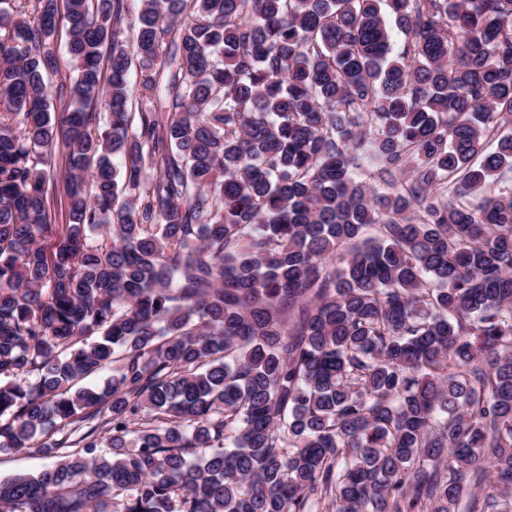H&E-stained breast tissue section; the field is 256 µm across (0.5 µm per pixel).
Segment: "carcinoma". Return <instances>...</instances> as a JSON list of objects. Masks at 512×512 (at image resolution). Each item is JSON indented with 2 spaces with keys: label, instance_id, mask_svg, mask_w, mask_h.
<instances>
[{
  "label": "carcinoma",
  "instance_id": "cac0c4a2",
  "mask_svg": "<svg viewBox=\"0 0 512 512\" xmlns=\"http://www.w3.org/2000/svg\"><path fill=\"white\" fill-rule=\"evenodd\" d=\"M135 8L0 0V512H512V0ZM55 184L53 187V191L51 186L48 190L49 195V207L50 212L52 213V226L49 228L48 233L45 234V237L42 239L43 245L48 249L51 247L52 243L56 239V233L58 234L59 225L66 223V218L63 209V201H64V188L62 185L61 176L56 178V169L54 173ZM57 179V182H56ZM51 462L33 449L0 454V478L16 473H33Z\"/></svg>",
  "mask_w": 512,
  "mask_h": 512
}]
</instances>
